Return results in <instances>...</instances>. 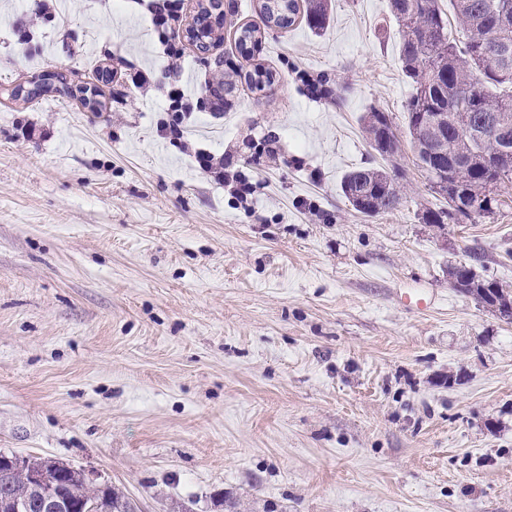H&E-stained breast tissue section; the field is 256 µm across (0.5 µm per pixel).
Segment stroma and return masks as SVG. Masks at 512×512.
I'll use <instances>...</instances> for the list:
<instances>
[{
	"label": "stroma",
	"mask_w": 512,
	"mask_h": 512,
	"mask_svg": "<svg viewBox=\"0 0 512 512\" xmlns=\"http://www.w3.org/2000/svg\"><path fill=\"white\" fill-rule=\"evenodd\" d=\"M262 2L222 0L208 55L175 34L173 74L133 0H0V452L94 469L141 512H512V319L448 275L512 289V184L491 216L424 223L444 200L411 151L388 0H331L319 32L263 24ZM107 51L125 98L102 112L8 97L92 79ZM208 78L224 109L187 139L257 175L248 210L156 133L170 86ZM374 108L403 199L371 217L340 184L380 161ZM364 128L371 148L384 159H391L399 154L400 140L387 112L372 109L363 117Z\"/></svg>",
	"instance_id": "1"
}]
</instances>
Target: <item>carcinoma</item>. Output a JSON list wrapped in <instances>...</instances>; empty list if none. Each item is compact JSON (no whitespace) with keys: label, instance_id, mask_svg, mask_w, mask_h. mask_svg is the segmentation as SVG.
<instances>
[{"label":"carcinoma","instance_id":"obj_1","mask_svg":"<svg viewBox=\"0 0 512 512\" xmlns=\"http://www.w3.org/2000/svg\"><path fill=\"white\" fill-rule=\"evenodd\" d=\"M461 38L448 36V13L440 0H390L402 32L400 62L410 80L407 128L416 161L448 207L428 210L427 224L490 215L500 205L498 188L512 183V0H449ZM297 0H264L262 15L281 27L293 25ZM309 27L320 30L329 20L328 0H304ZM78 73L44 71L11 89L24 102L45 96L79 98L88 106L91 92L97 111L106 104L102 90L75 83ZM371 148L384 159L399 154L400 140L388 113L372 109L363 117ZM344 199L354 210L375 216L398 208L401 194L392 176L375 167L347 172ZM452 285L477 304L512 318V293L479 274L473 265L449 271ZM0 478V497L37 500L30 479L33 468H46L51 482L72 487L82 500L108 496L111 512H127L130 501L112 488L82 479L81 468L45 459Z\"/></svg>","mask_w":512,"mask_h":512}]
</instances>
